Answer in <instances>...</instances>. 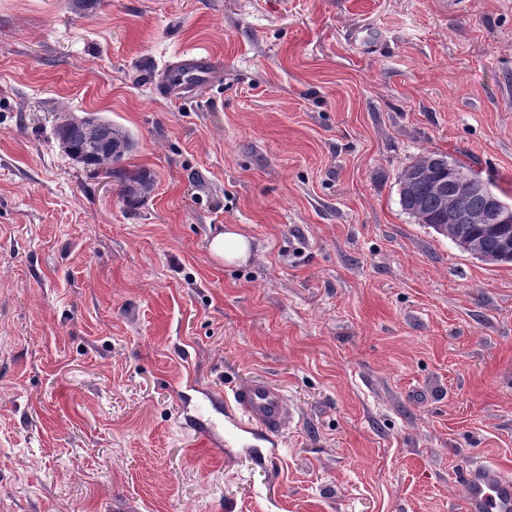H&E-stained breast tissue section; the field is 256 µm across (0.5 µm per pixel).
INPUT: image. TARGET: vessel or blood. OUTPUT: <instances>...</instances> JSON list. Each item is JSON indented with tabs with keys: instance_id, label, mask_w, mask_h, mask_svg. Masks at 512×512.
Wrapping results in <instances>:
<instances>
[{
	"instance_id": "obj_1",
	"label": "vessel or blood",
	"mask_w": 512,
	"mask_h": 512,
	"mask_svg": "<svg viewBox=\"0 0 512 512\" xmlns=\"http://www.w3.org/2000/svg\"><path fill=\"white\" fill-rule=\"evenodd\" d=\"M217 61L201 51L182 53L162 82L166 96L179 94L184 79L213 74ZM247 425L275 438L292 418L287 397L267 380H254L235 387L229 399ZM468 512H512V478L499 468L482 463L469 465L463 474Z\"/></svg>"
}]
</instances>
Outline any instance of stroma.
I'll return each mask as SVG.
<instances>
[{
	"label": "stroma",
	"mask_w": 512,
	"mask_h": 512,
	"mask_svg": "<svg viewBox=\"0 0 512 512\" xmlns=\"http://www.w3.org/2000/svg\"><path fill=\"white\" fill-rule=\"evenodd\" d=\"M84 112L137 209L60 148ZM433 152L512 204V0H0V512H467L512 474V265L403 210ZM255 378L273 440L226 413ZM218 68L217 61L202 51L182 53L180 60L172 66L161 82L162 90L166 96H176L181 90L184 79L199 76L201 73L211 75ZM97 113L87 112L83 116L71 115L72 122H81L92 133L91 134L80 124H74L64 120L55 129L57 138L62 142L64 153L73 161L81 163L86 167L84 158L92 157L94 169H102L112 159L111 175L118 182L120 195L129 207L139 206L147 199L153 191V182L143 177L139 172H128L120 166L121 162L131 152L135 145L132 133L122 125L105 118V124L112 128V136L93 118ZM112 149L103 152L95 149L93 144L100 145L102 150L111 143ZM92 142V143H91ZM112 152V153H111ZM250 240L234 227H224V231L217 233L209 242V251L218 261L231 264L242 261L250 253ZM226 403L248 426H256L271 439L278 437L292 418L287 397L265 379L235 387ZM462 482L469 512L512 511V479L499 468L473 463L464 471Z\"/></svg>",
	"instance_id": "35a3bbf8"
}]
</instances>
